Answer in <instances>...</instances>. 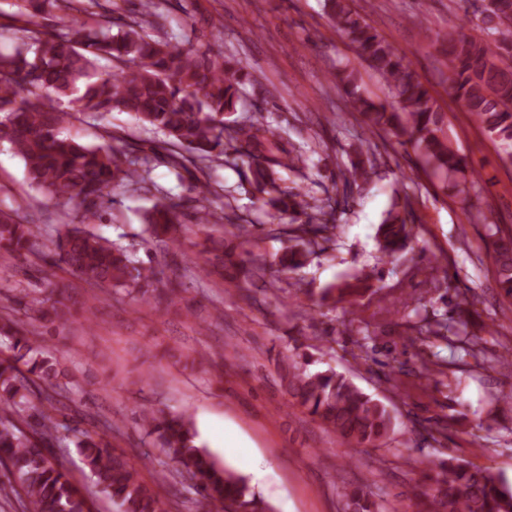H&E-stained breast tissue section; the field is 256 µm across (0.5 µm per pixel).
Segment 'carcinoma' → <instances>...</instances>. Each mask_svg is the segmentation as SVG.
Returning <instances> with one entry per match:
<instances>
[{
	"label": "carcinoma",
	"instance_id": "cac0c4a2",
	"mask_svg": "<svg viewBox=\"0 0 512 512\" xmlns=\"http://www.w3.org/2000/svg\"><path fill=\"white\" fill-rule=\"evenodd\" d=\"M469 1L484 37L448 32L442 43L448 61L444 82L448 94L463 102L499 152L512 161V0H464ZM23 2L22 36L11 53L0 54V143L22 158L31 183L51 199L75 204L85 218L98 215L112 183L141 184L149 161L128 156L114 134L109 135L112 146L79 143L63 135L64 124L75 114L130 113L169 138L174 166L189 161L202 171L221 155L246 162L242 177L265 209L269 232L290 241L277 256L273 274L286 275L291 285H298L309 256L332 239L336 208L327 200L306 201L280 184V172L310 168L314 149L285 148L280 129L263 115L247 126L231 119L242 94L236 63L153 35L148 17L156 0H139L137 16L128 20L115 9L114 16L94 28L85 17L99 0ZM326 4L337 30L393 98L389 106L375 101L362 88L359 69L348 61L333 78L343 85L351 111L362 116L369 133L383 131L400 146L411 147L433 177L453 184L462 201L471 203L479 195L481 178L452 147L446 113L430 89L350 0ZM54 9L62 12L59 23L73 37L41 28L37 17ZM107 24L118 33L105 32ZM103 60L111 69L102 68ZM375 167L373 154L352 163V183L367 181ZM180 217L173 198L159 199L144 216L148 241L167 251L181 249L176 236ZM477 221L491 244L496 285L511 298L512 232L480 211ZM412 226L410 197L398 195L378 228L383 256L405 251ZM34 237L33 225L0 211V261L32 251ZM242 237L239 224L218 236L207 234V263L208 272L246 297L248 289L240 287L238 274L261 279L267 268L261 256L234 243ZM47 263L92 287H117L145 305L174 292L162 287V269L145 265L133 249L91 232L83 223L64 225ZM364 282L356 276L340 288H326L322 300L357 295ZM70 316L69 298L30 292L16 297L11 312L0 316V469L7 478L0 484V497L23 494L27 512H90L56 453L63 447L57 431L66 427V374L56 358L44 353L35 326L40 322L45 328H62ZM312 364L305 354L288 356L282 382L291 405L350 447H381L393 429L388 407L348 376L333 369L312 370ZM139 421L148 445L158 450V462L174 464L168 494L176 496L189 485L199 496L197 502L208 509L259 512L244 479L200 442L191 414L150 409L140 413ZM111 433L106 421L92 431H79L75 447L83 470L121 512H165L160 493L113 448ZM432 472L421 491L424 512H512V486L490 470L450 458ZM342 497L344 512H383L360 484L344 487Z\"/></svg>",
	"mask_w": 512,
	"mask_h": 512
}]
</instances>
